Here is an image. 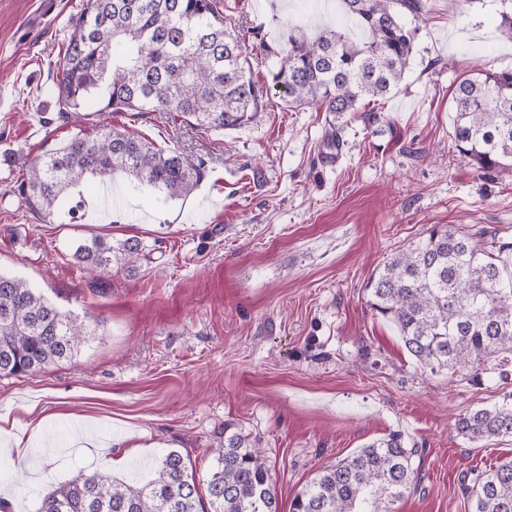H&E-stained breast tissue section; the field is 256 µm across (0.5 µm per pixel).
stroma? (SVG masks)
<instances>
[{
  "label": "stroma",
  "mask_w": 512,
  "mask_h": 512,
  "mask_svg": "<svg viewBox=\"0 0 512 512\" xmlns=\"http://www.w3.org/2000/svg\"><path fill=\"white\" fill-rule=\"evenodd\" d=\"M422 2L410 68L384 101L392 127L345 114L337 161L324 147L328 113L276 95L224 131L116 114L114 125L202 158L204 179L185 199L146 188L107 212L94 196L49 223L18 186L36 157L99 128L96 115L59 119L43 92L83 0H0V272L93 330L71 360L0 376V426L38 438L21 462L0 450V496L14 512H36L45 486L106 457L112 477L144 479L175 449L206 481L228 423L256 441L281 512L319 470L393 431L424 450L418 486L395 512H465V487L512 460V441L472 442L454 426L501 404L512 379L424 370L369 303L371 273L432 225L512 241V173L479 177L451 137L460 76L512 68L500 0ZM219 8L260 82L270 63L253 31L274 40L342 20L338 0ZM96 235L139 240L134 270L88 275L72 251Z\"/></svg>",
  "instance_id": "stroma-1"
}]
</instances>
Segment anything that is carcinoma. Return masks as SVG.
Returning a JSON list of instances; mask_svg holds the SVG:
<instances>
[{
  "label": "carcinoma",
  "instance_id": "carcinoma-1",
  "mask_svg": "<svg viewBox=\"0 0 512 512\" xmlns=\"http://www.w3.org/2000/svg\"><path fill=\"white\" fill-rule=\"evenodd\" d=\"M362 36L325 27L313 34L285 30L270 42L254 33L271 61L269 79L254 80L241 41L224 28L217 0H83L68 21L69 37L50 91L60 117L81 111L174 113L204 132L240 127L276 91L290 107L314 105L341 116L359 111L370 125L390 119L375 102L402 82L419 28L422 0H341ZM452 141L482 177L512 171V70L467 74L453 97ZM205 163L166 150L110 124L97 137L79 134L32 162L18 186L43 219L72 213L73 192L87 176L185 198L204 177ZM140 242L94 236L73 258L95 276L114 262L133 264ZM512 242L479 228L461 232L436 224L394 253L367 285L372 309L397 329L405 349L432 373L444 370L481 380L487 371L508 378L512 365V270L503 259ZM91 335L88 324L47 301L26 281L0 272V376L34 373L74 356ZM471 441L512 438V400L459 418ZM391 432L325 467L294 497L290 512H394L416 486L414 457ZM199 494L189 456L171 450L150 479L126 483L100 470H79L50 485L36 512H279L269 469L248 436L224 425V447ZM469 512H512V460L485 471L466 488Z\"/></svg>",
  "mask_w": 512,
  "mask_h": 512
}]
</instances>
